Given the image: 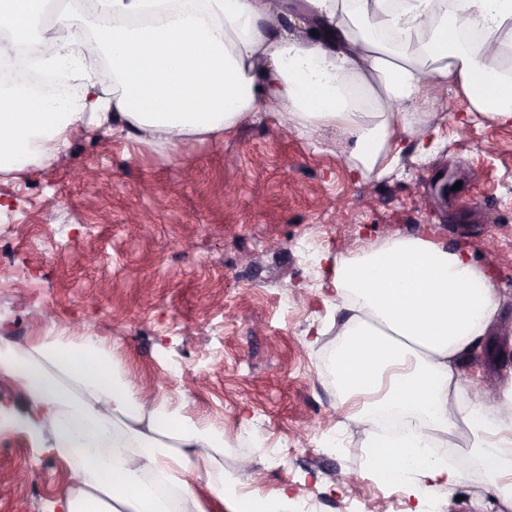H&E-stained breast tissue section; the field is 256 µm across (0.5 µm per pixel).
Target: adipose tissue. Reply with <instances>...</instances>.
I'll use <instances>...</instances> for the list:
<instances>
[{"label": "adipose tissue", "instance_id": "obj_1", "mask_svg": "<svg viewBox=\"0 0 512 512\" xmlns=\"http://www.w3.org/2000/svg\"><path fill=\"white\" fill-rule=\"evenodd\" d=\"M87 35L59 0H0L12 20L0 62L38 64L56 103L0 91V171L57 157L86 118L128 137L174 145L229 132L265 107L299 131L332 132L353 172H386L417 107L460 91L470 114L512 122V76L490 64L512 47V0H304L306 21L270 0H96ZM107 58L112 86L91 67ZM343 311L329 350L342 425L396 415L375 438L378 481L426 512L430 489L462 474L436 448L470 441L490 483L512 496V386L487 400L464 371L511 302L472 252L424 236H393L340 257L321 285ZM21 389L22 421L41 452L68 461L78 485L50 512H288L227 482L221 428L194 421L186 401L144 399L104 336L50 330L20 346L0 337V375Z\"/></svg>", "mask_w": 512, "mask_h": 512}]
</instances>
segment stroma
<instances>
[{"label":"stroma","instance_id":"35a3bbf8","mask_svg":"<svg viewBox=\"0 0 512 512\" xmlns=\"http://www.w3.org/2000/svg\"><path fill=\"white\" fill-rule=\"evenodd\" d=\"M466 107L437 94L429 140L404 138L382 177L353 176L334 135L299 133L272 107L174 146L82 128L57 159L0 172V336L110 337L145 395L165 387L223 428L230 481L287 490L288 512H405L369 472L367 434L338 425L328 349L341 316L319 287L345 250L431 235L470 248L512 293V123L465 120ZM85 167L101 189L75 179ZM465 371L512 384L511 309ZM0 408V512H48L74 475L33 447L4 377ZM463 468L431 491L429 512H512L475 454Z\"/></svg>","mask_w":512,"mask_h":512}]
</instances>
